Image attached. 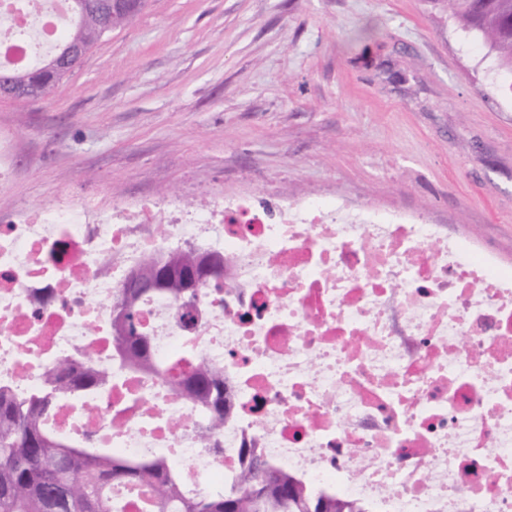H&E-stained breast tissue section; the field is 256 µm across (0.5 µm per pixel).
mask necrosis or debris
<instances>
[{
	"label": "necrosis or debris",
	"instance_id": "obj_1",
	"mask_svg": "<svg viewBox=\"0 0 512 512\" xmlns=\"http://www.w3.org/2000/svg\"><path fill=\"white\" fill-rule=\"evenodd\" d=\"M224 257L193 328L163 295L141 308L165 360L222 366L219 450L166 377L112 356V298L158 253ZM95 353L111 388L61 399L54 428L128 456H165L186 491L222 486L242 449L379 512H512V269L406 213L320 200L270 211L116 202L0 224V385L39 387Z\"/></svg>",
	"mask_w": 512,
	"mask_h": 512
}]
</instances>
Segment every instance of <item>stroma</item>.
I'll return each instance as SVG.
<instances>
[{
    "label": "stroma",
    "mask_w": 512,
    "mask_h": 512,
    "mask_svg": "<svg viewBox=\"0 0 512 512\" xmlns=\"http://www.w3.org/2000/svg\"><path fill=\"white\" fill-rule=\"evenodd\" d=\"M0 222L256 196L407 211L512 267V74L445 0H148L0 98ZM63 77L59 76L55 70L41 65L35 70H29L27 82L30 85H37L42 91V97L47 98L52 94L54 87Z\"/></svg>",
    "instance_id": "stroma-1"
}]
</instances>
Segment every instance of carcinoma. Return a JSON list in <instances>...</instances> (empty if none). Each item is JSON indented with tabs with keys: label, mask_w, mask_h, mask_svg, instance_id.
<instances>
[{
	"label": "carcinoma",
	"mask_w": 512,
	"mask_h": 512,
	"mask_svg": "<svg viewBox=\"0 0 512 512\" xmlns=\"http://www.w3.org/2000/svg\"><path fill=\"white\" fill-rule=\"evenodd\" d=\"M73 0L70 27L55 44L56 52L101 38L107 14ZM448 11L466 31L480 34L495 51L499 67L512 73V0H446ZM61 80L55 70H29L27 82L49 97ZM134 272L112 300V344L115 356L134 365H152L161 376L165 367L152 363L151 333L139 303L163 294L191 310L211 292L204 289L201 253L194 248L164 254ZM112 373L94 366L91 353L82 361L60 360L43 387L17 393L0 387V512H123L124 504L109 490L123 486L135 492L141 512H376L350 506L343 496L301 485L267 462L246 457L241 472L224 487L204 494L185 492L175 462L167 457L131 459L109 448H92L53 432L49 417L62 396L103 389ZM179 391L205 413L200 432L210 447L224 428V368L199 362L181 379Z\"/></svg>",
	"instance_id": "cac0c4a2"
}]
</instances>
